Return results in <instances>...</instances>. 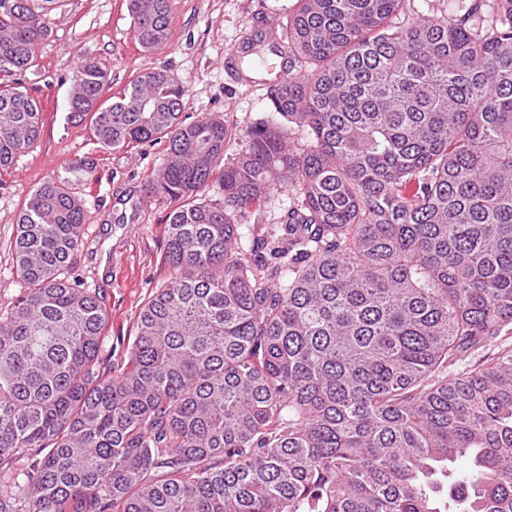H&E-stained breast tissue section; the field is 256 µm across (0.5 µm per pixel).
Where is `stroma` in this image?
I'll return each mask as SVG.
<instances>
[{
	"label": "stroma",
	"mask_w": 512,
	"mask_h": 512,
	"mask_svg": "<svg viewBox=\"0 0 512 512\" xmlns=\"http://www.w3.org/2000/svg\"><path fill=\"white\" fill-rule=\"evenodd\" d=\"M296 0H170L172 34L162 49L146 53L135 43L127 0H63L52 12V35L38 47L25 74L0 67V88L21 82L41 110L42 135L0 173V307L22 286L13 262L16 217L32 191L63 174L66 163L92 153L97 166L80 175L76 188L89 211L77 271L87 288L99 290L108 314L100 352L102 369L119 370L128 360L140 308L171 276L164 257V232L172 209L150 196L152 170L165 159L163 145L133 144L108 149L92 137L88 122L72 119V75L82 59L95 58L109 73L104 99L120 94L141 74L163 70L185 91L183 119L220 117L232 137L228 154L246 142L250 127L268 115L266 74L245 79L246 63L224 68V58L248 34L281 22ZM288 206V194L270 195L242 221L246 244L263 238Z\"/></svg>",
	"instance_id": "obj_1"
}]
</instances>
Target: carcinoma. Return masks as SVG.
<instances>
[{
    "label": "carcinoma",
    "mask_w": 512,
    "mask_h": 512,
    "mask_svg": "<svg viewBox=\"0 0 512 512\" xmlns=\"http://www.w3.org/2000/svg\"><path fill=\"white\" fill-rule=\"evenodd\" d=\"M59 3L0 0V66H33ZM129 11L143 50L168 43L169 0ZM284 48L277 119L229 158L227 125L181 120L166 72L107 106L106 68L74 72L71 116L99 144L166 143L148 189L175 204L172 275L101 373L107 314L75 273L85 202L58 177L30 194L0 310V512H512V0L437 18L297 0L249 51ZM41 132L28 91L1 89L0 169ZM283 188L256 260L241 219Z\"/></svg>",
    "instance_id": "carcinoma-1"
}]
</instances>
